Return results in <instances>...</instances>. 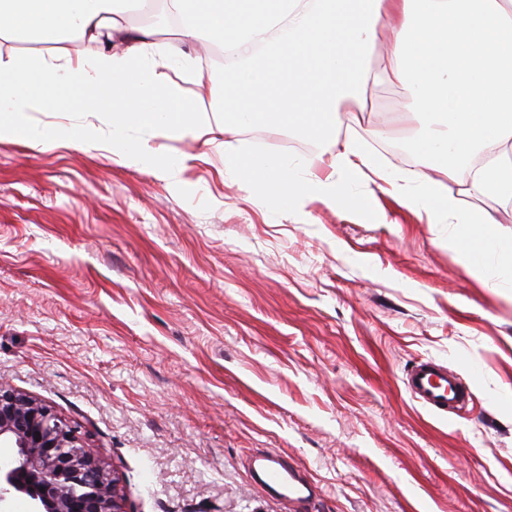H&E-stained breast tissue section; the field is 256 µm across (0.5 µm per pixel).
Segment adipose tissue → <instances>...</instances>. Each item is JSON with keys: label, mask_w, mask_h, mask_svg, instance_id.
Masks as SVG:
<instances>
[{"label": "adipose tissue", "mask_w": 512, "mask_h": 512, "mask_svg": "<svg viewBox=\"0 0 512 512\" xmlns=\"http://www.w3.org/2000/svg\"><path fill=\"white\" fill-rule=\"evenodd\" d=\"M128 0H0V30L22 28L38 37L73 32L100 52L86 61L32 65L19 57L0 63V138L25 136L38 146L110 144L122 163H173L156 149H134L132 128L168 129L178 139L197 138L199 117L182 88L170 83L151 32H129L115 18ZM184 30L201 43L229 49L264 46L244 67L225 72L219 116L223 139H209L211 153L231 160L230 169L272 202L281 197L336 201L328 167L351 177L379 173L358 140L337 144L340 104L360 97L369 84L396 79L402 112L421 119L416 153L422 191L413 204L435 221L469 223L445 195L434 168L449 178L469 175L476 194L512 200V52L499 43L512 36V0H172ZM387 33L384 69L369 55ZM80 82L74 111L103 112L104 125L58 128L53 135L31 128L34 111L55 106V85ZM248 125L284 128L315 144L298 176L287 161L256 163L253 155L229 154L226 141Z\"/></svg>", "instance_id": "obj_1"}]
</instances>
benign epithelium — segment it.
I'll return each instance as SVG.
<instances>
[{
    "label": "benign epithelium",
    "instance_id": "benign-epithelium-1",
    "mask_svg": "<svg viewBox=\"0 0 512 512\" xmlns=\"http://www.w3.org/2000/svg\"><path fill=\"white\" fill-rule=\"evenodd\" d=\"M0 512L28 498L30 512H127L119 466L105 463L78 429L35 395L0 382Z\"/></svg>",
    "mask_w": 512,
    "mask_h": 512
}]
</instances>
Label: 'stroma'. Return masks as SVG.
<instances>
[{"label":"stroma","instance_id":"stroma-1","mask_svg":"<svg viewBox=\"0 0 512 512\" xmlns=\"http://www.w3.org/2000/svg\"><path fill=\"white\" fill-rule=\"evenodd\" d=\"M121 23L189 58L170 73L181 86L224 72L164 0ZM97 51L0 33L4 61ZM402 100L389 80L343 102L337 141L361 138L392 178L338 175V205L277 206L161 128L126 138L181 157L173 173L105 144L0 140V381L119 463L129 512H288L249 476L266 450L317 486L316 512H512V264L462 254L477 229L512 243V202L445 181L476 228L394 195L416 168L413 123L390 132ZM233 144L298 170L314 151L262 126ZM424 360L471 392L454 422L404 387Z\"/></svg>","mask_w":512,"mask_h":512}]
</instances>
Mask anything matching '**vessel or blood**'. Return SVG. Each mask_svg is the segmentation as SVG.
Returning <instances> with one entry per match:
<instances>
[{"instance_id": "obj_1", "label": "vessel or blood", "mask_w": 512, "mask_h": 512, "mask_svg": "<svg viewBox=\"0 0 512 512\" xmlns=\"http://www.w3.org/2000/svg\"><path fill=\"white\" fill-rule=\"evenodd\" d=\"M404 385L415 401L442 417L459 414L470 398L462 378L435 361L416 363ZM248 470L261 488L283 496L291 512H310L315 490L280 454L266 451L253 455Z\"/></svg>"}]
</instances>
